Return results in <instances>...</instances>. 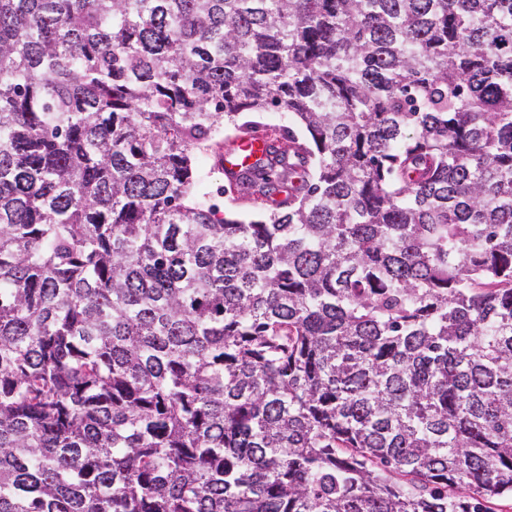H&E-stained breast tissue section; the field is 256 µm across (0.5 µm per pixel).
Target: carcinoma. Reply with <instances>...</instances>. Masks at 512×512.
Here are the masks:
<instances>
[{"label":"carcinoma","instance_id":"carcinoma-1","mask_svg":"<svg viewBox=\"0 0 512 512\" xmlns=\"http://www.w3.org/2000/svg\"><path fill=\"white\" fill-rule=\"evenodd\" d=\"M510 495L512 0H0V512ZM274 135L266 129L253 130L244 137L243 147L234 158L220 155L218 168L235 169L240 168L248 157L262 152L266 146L274 141ZM203 178L206 185V201L208 204L216 205L221 210L229 207L228 196L224 195V174L216 169L208 167V171H203Z\"/></svg>","mask_w":512,"mask_h":512}]
</instances>
